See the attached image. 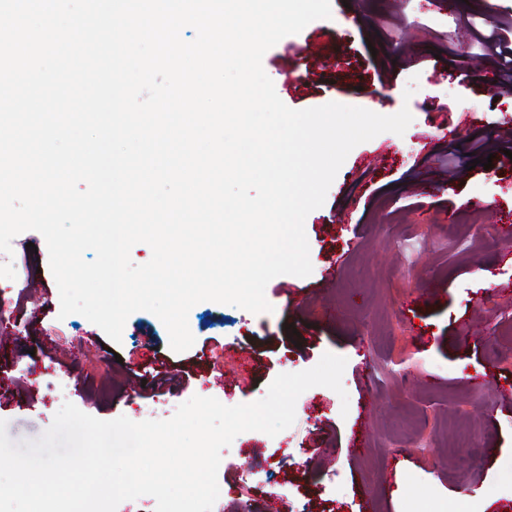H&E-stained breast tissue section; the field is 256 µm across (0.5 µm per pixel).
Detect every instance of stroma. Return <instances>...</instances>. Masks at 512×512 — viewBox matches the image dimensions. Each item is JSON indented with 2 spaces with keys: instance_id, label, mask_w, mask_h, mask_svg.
<instances>
[{
  "instance_id": "35a3bbf8",
  "label": "stroma",
  "mask_w": 512,
  "mask_h": 512,
  "mask_svg": "<svg viewBox=\"0 0 512 512\" xmlns=\"http://www.w3.org/2000/svg\"><path fill=\"white\" fill-rule=\"evenodd\" d=\"M331 9L263 59L278 97L296 110L405 107L413 121L355 146L307 215L311 274L273 278L269 313L196 304L195 341L178 353L147 311L129 316L118 343L82 315L60 317L45 239L19 233L0 252V280L27 301L0 309V370L21 378L0 389L11 440L40 437L56 414L36 367L73 372L70 402L112 420L163 401L173 413L195 395L252 403L278 374L330 352L347 360L344 394L310 388L290 428L246 431L223 448L221 512H269L282 494L298 512H457L472 496L484 512H512V93L456 72L464 60L490 72L475 35L512 17V0L427 11L420 0H331ZM307 44L314 55L302 54ZM381 149L386 158L366 166ZM209 337L218 349L204 348ZM230 354L248 357L244 372L214 368ZM155 375L165 383L149 398L142 382ZM473 426L480 435L456 446Z\"/></svg>"
}]
</instances>
